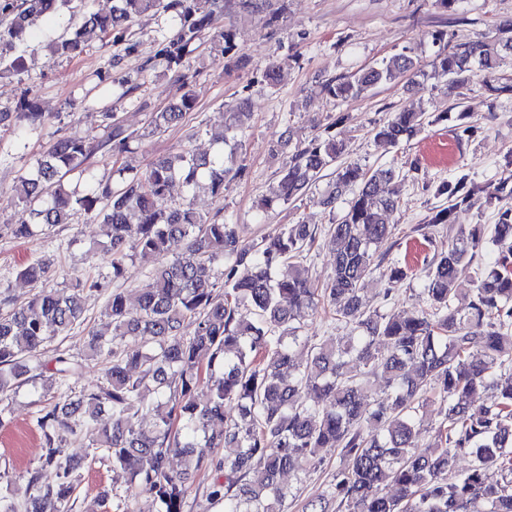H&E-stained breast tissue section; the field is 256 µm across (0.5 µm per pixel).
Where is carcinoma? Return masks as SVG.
Segmentation results:
<instances>
[{
    "instance_id": "cac0c4a2",
    "label": "carcinoma",
    "mask_w": 512,
    "mask_h": 512,
    "mask_svg": "<svg viewBox=\"0 0 512 512\" xmlns=\"http://www.w3.org/2000/svg\"><path fill=\"white\" fill-rule=\"evenodd\" d=\"M66 2L5 0L0 59ZM160 10L170 14L174 29L162 40L161 55L179 65L224 12V0H115L107 14L88 13L53 45V53L77 54L94 38L120 41L133 18ZM507 56L512 36L471 40L438 50L428 73L414 49L405 47L391 63L362 68L325 88L347 100L404 78L465 85L473 65L492 74ZM194 107L186 92L150 113L149 125L175 126ZM104 117L108 145L119 156L136 135L114 113ZM11 118L22 132L33 133L44 114L23 97L14 111H0V123ZM425 120L423 112H396L376 138L394 146L420 132ZM239 131L232 112L213 153L183 150L158 156L139 172L120 168L115 188L94 180L95 147L67 134L49 145L35 172L16 186V201L31 223L14 225L15 237L27 238L40 225L70 224L83 211L101 225L97 249L111 256L112 280L124 278L131 250L158 259L135 295L115 288L108 296L111 337L95 333L88 346L90 356L109 361L105 383L76 398L59 394L39 417L40 468L55 469L56 482L41 485L39 471L30 473L36 494L25 512H72L74 466L62 457L65 433L77 427L89 429L92 445L107 450L112 471L154 496L158 512H181L190 479L203 469L221 473L210 499L222 512H286L290 491L281 475L316 468L320 450L335 447L343 464L305 512H512V212L501 213L496 224L454 229L448 251L433 256L424 271L428 310L407 317L370 310L363 292L382 247L394 236L386 214L398 203L388 189L395 171L340 163L342 147L330 139L296 146L278 171L262 200L264 210L298 199L333 164L336 179L323 204L333 208L357 191L323 242L336 256L331 276L319 284L308 276L317 234L311 225L285 224L242 244L239 225L192 207L190 197L203 183L212 195H224V179L232 173L224 145L237 142ZM69 174L78 175L83 187L65 181ZM476 191L483 188L467 185L463 176L438 189L456 202ZM175 192L184 202L166 212L155 208L156 200ZM133 226L137 238L130 243ZM174 240L186 248L170 258L168 243ZM466 270L472 271L473 287L460 288ZM18 275L46 281L49 267L29 261ZM69 287L70 293L43 289L0 312V395L35 382L32 371L41 367L44 344L82 324V295L104 290L106 282L76 276ZM320 309L347 334L319 343L303 336L305 318ZM187 322L195 325L191 336L181 333ZM138 336L151 344L134 351L123 346ZM54 361L43 383L48 392L79 374L80 365L68 358ZM376 379L385 390L368 403L365 391ZM202 383L209 399L199 403L194 391ZM431 391L441 400L440 419L436 446L424 449ZM480 394L487 401L477 407ZM227 402L236 404L234 419L224 415ZM208 448L224 449V457H210ZM174 456L180 458L178 470L171 467ZM461 458L470 459L464 470L457 468Z\"/></svg>"
}]
</instances>
